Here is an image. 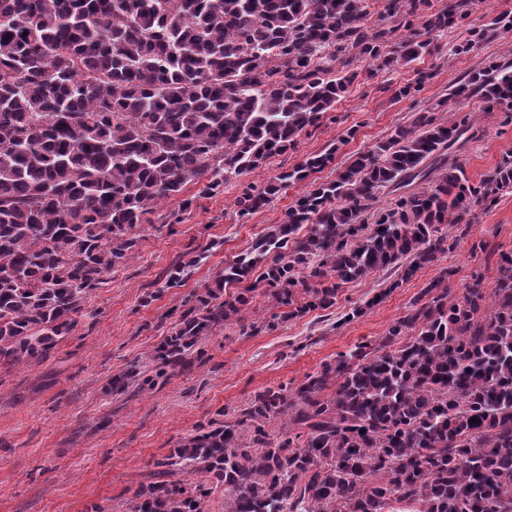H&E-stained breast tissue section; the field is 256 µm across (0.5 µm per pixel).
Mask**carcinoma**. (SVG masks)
I'll use <instances>...</instances> for the list:
<instances>
[{
	"mask_svg": "<svg viewBox=\"0 0 512 512\" xmlns=\"http://www.w3.org/2000/svg\"><path fill=\"white\" fill-rule=\"evenodd\" d=\"M0 0V364L46 357L106 274L134 257V230L190 183L224 186L296 149L359 76L430 52L465 29L466 53L511 15L477 26L475 0ZM477 96L512 124V62L438 102ZM469 117L414 113L301 195L224 267L153 355L155 379L202 358L200 342L248 305L255 268L289 320L386 269L401 282L453 249L448 227L512 191V156L474 185L449 161ZM332 161L309 157L236 199L240 215ZM395 195L378 206L379 194ZM306 234H301L303 226ZM188 262L166 287H180ZM431 282L379 344L358 345L293 389L267 388L214 419L133 494L131 512H512V251L495 286L458 298ZM303 302H297V298ZM411 336L402 344L400 339ZM333 392L326 396L330 387ZM475 422H470V419ZM280 420L278 433L269 423Z\"/></svg>",
	"mask_w": 512,
	"mask_h": 512,
	"instance_id": "1",
	"label": "carcinoma"
}]
</instances>
